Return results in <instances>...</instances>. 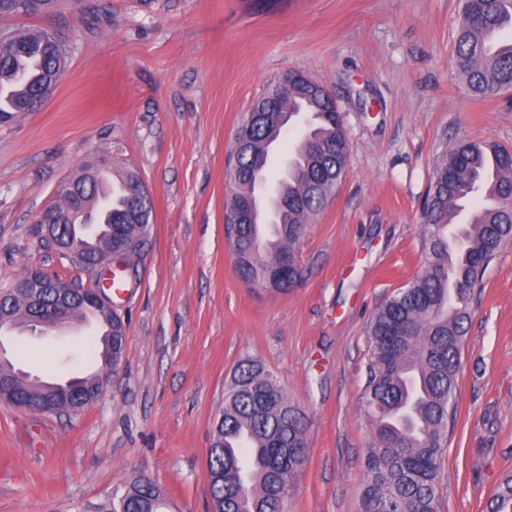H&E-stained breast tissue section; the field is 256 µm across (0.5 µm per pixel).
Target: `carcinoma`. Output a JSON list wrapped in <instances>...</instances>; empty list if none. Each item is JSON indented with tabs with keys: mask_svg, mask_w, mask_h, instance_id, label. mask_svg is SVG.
Segmentation results:
<instances>
[{
	"mask_svg": "<svg viewBox=\"0 0 512 512\" xmlns=\"http://www.w3.org/2000/svg\"><path fill=\"white\" fill-rule=\"evenodd\" d=\"M54 0H0V16L50 11ZM512 28V0H464L454 64L468 96L493 97L512 89V39L487 41ZM0 123L31 111L43 89L57 82L66 63V45L48 30L4 29L0 37ZM306 113V133L295 145L288 169L276 186L283 205L272 224L278 233L265 239L260 223L235 224L228 235L237 277L269 289V277L308 224L333 197L346 174L347 133L340 112L331 111L323 86L290 76L261 96L242 118L228 161L232 179L225 189L228 221L250 204L260 206L258 188L267 182L253 170L269 155L283 132L278 117ZM120 188H112L106 222L91 238L93 256L123 250L140 255L149 234L151 196L137 172L110 167ZM102 195L101 182L76 199L57 193L55 209L65 220L85 211ZM473 205L465 224L455 214ZM425 265L419 277L397 291L372 314L366 334L372 350V379L365 398L371 437L357 512H439L441 459L449 418L456 409L457 375L470 320V300L503 244L512 239V152L483 141H458L437 157L423 205ZM38 268H28L0 291V327L26 329L37 309L50 311L54 294L40 303L13 289ZM102 367H120L127 345L126 325H103ZM0 382L30 403L58 413L78 410L95 395L90 377L54 382L31 377L12 361H0ZM303 411L273 374L258 361L239 365L224 392V408L213 422L207 448L210 495L215 512H286L285 503L308 453ZM164 491L136 479L113 494L106 512H163ZM491 512H512V475L505 476L490 503Z\"/></svg>",
	"mask_w": 512,
	"mask_h": 512,
	"instance_id": "carcinoma-1",
	"label": "carcinoma"
}]
</instances>
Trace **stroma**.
<instances>
[{
  "label": "stroma",
  "mask_w": 512,
  "mask_h": 512,
  "mask_svg": "<svg viewBox=\"0 0 512 512\" xmlns=\"http://www.w3.org/2000/svg\"><path fill=\"white\" fill-rule=\"evenodd\" d=\"M463 0H58L0 17L53 28L66 70L37 110L0 123V288L33 265L97 276L44 248L35 218L61 181L110 155L141 175L153 223L114 305L124 360L102 394L64 415L0 403V512H101L146 477L167 512H208L206 452L224 387L263 363L306 413L309 455L288 512H356L375 309L423 269L419 213L445 146L512 150V91L470 98L454 66ZM287 70L333 92L347 172L296 245L285 294L234 271L224 235L236 129ZM95 334L1 339L45 378L99 371ZM512 474V241L471 303L440 512H489Z\"/></svg>",
  "instance_id": "35a3bbf8"
}]
</instances>
